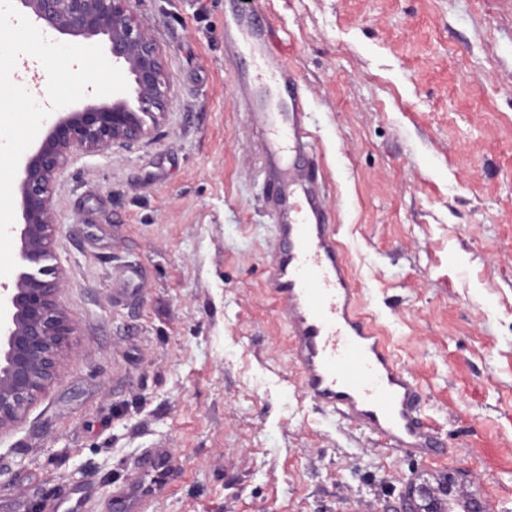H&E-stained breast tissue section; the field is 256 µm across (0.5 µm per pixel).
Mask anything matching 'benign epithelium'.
I'll return each instance as SVG.
<instances>
[{
	"label": "benign epithelium",
	"instance_id": "obj_1",
	"mask_svg": "<svg viewBox=\"0 0 512 512\" xmlns=\"http://www.w3.org/2000/svg\"><path fill=\"white\" fill-rule=\"evenodd\" d=\"M131 0H18L23 12L61 35L102 36L112 64L132 79L137 106L124 97L59 113L22 167L19 273L0 282V434L21 423L56 379L61 355L77 331L59 301L63 273L48 265L56 223L54 184L76 153L106 154L149 138L167 112L171 85L165 55Z\"/></svg>",
	"mask_w": 512,
	"mask_h": 512
}]
</instances>
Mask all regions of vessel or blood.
<instances>
[{
	"label": "vessel or blood",
	"instance_id": "obj_1",
	"mask_svg": "<svg viewBox=\"0 0 512 512\" xmlns=\"http://www.w3.org/2000/svg\"><path fill=\"white\" fill-rule=\"evenodd\" d=\"M234 44L257 60L251 82L259 100L257 119L267 131V166L279 178L274 211L278 251L267 286L280 304L301 388L310 401L363 428L386 447L428 459L438 439L420 413V391L380 336L371 314L360 312L346 252L327 222L319 184L294 164L310 145L303 95L286 65L271 53L266 28L251 16L232 17ZM139 508L149 512L157 489L172 470L163 446L133 460ZM104 504L85 493L57 499L52 512H102Z\"/></svg>",
	"mask_w": 512,
	"mask_h": 512
}]
</instances>
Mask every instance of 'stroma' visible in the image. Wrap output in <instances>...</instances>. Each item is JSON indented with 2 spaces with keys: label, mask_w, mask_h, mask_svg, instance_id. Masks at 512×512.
<instances>
[{
  "label": "stroma",
  "mask_w": 512,
  "mask_h": 512,
  "mask_svg": "<svg viewBox=\"0 0 512 512\" xmlns=\"http://www.w3.org/2000/svg\"><path fill=\"white\" fill-rule=\"evenodd\" d=\"M171 92L151 139L59 175L55 266L78 323L58 376L0 435V512L137 480L153 512H512V0H134ZM271 22L305 95L330 224L365 308L440 438L420 460L300 390L265 288L274 248L261 126L229 12ZM132 468L138 475L139 509L148 512L152 506L156 490L165 484L172 470L168 453L162 445L144 448L132 461ZM150 478L147 483L146 479Z\"/></svg>",
  "instance_id": "stroma-1"
}]
</instances>
